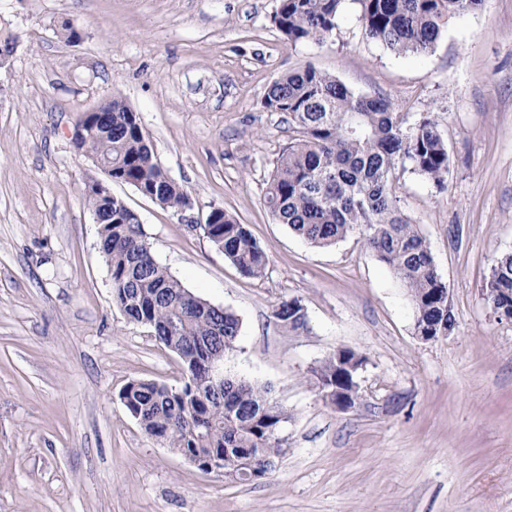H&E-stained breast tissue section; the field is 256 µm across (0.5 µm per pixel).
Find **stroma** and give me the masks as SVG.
<instances>
[{
  "instance_id": "stroma-1",
  "label": "stroma",
  "mask_w": 512,
  "mask_h": 512,
  "mask_svg": "<svg viewBox=\"0 0 512 512\" xmlns=\"http://www.w3.org/2000/svg\"><path fill=\"white\" fill-rule=\"evenodd\" d=\"M279 0H0V512H512V322L483 288L512 253V0L454 18L426 55L368 38L343 0L322 42L291 44ZM70 20L77 39L66 41ZM313 66L353 91L388 95L405 124L433 119L448 147L445 188L398 175L448 285L455 328L418 339L393 270L359 234L315 247L278 223L266 182L288 124L263 96ZM121 96L158 161L267 251L243 276L198 228L112 183L155 259L241 322L224 372L270 387L290 419L288 451L256 482L200 472L149 436L120 400L133 379L177 384L173 354L112 301L84 184L97 169L76 124ZM300 299L306 328L271 315ZM367 359L342 412L310 371L338 347Z\"/></svg>"
}]
</instances>
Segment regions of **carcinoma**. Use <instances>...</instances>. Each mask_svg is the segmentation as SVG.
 Listing matches in <instances>:
<instances>
[{
	"mask_svg": "<svg viewBox=\"0 0 512 512\" xmlns=\"http://www.w3.org/2000/svg\"><path fill=\"white\" fill-rule=\"evenodd\" d=\"M342 0H280L274 23L293 44L332 35ZM367 37L396 54L431 52L448 22L479 9L482 0H358ZM262 104L287 116L291 139L279 154L264 192L275 219L308 243L334 245L353 233L388 265L406 288L417 336L448 335V285L439 276L418 225L403 212L397 170L414 172L442 189L449 170L447 145L429 118L406 126L384 94L354 92L336 76L312 66L281 75ZM107 128L75 139L86 157L112 161V181L133 186L158 206L179 213L187 192L158 163L137 114L119 97L102 106ZM102 227L99 245L112 267V298L126 317L147 326L183 369L177 386L133 379L121 394L129 413L150 436L173 452L224 458V478L246 483L242 458L272 471L288 448V412L267 388L224 376L219 383L198 360L224 356L235 347L241 324L229 310L186 289L157 262L137 213L118 198L112 210L85 197ZM205 236L240 273L256 278L268 265L265 249L247 226L221 211ZM512 292V254L500 258L485 284ZM281 326L306 327L301 300L283 299L272 310ZM366 358L341 347L311 370L326 402L342 409L359 395Z\"/></svg>",
	"mask_w": 512,
	"mask_h": 512,
	"instance_id": "cac0c4a2",
	"label": "carcinoma"
}]
</instances>
